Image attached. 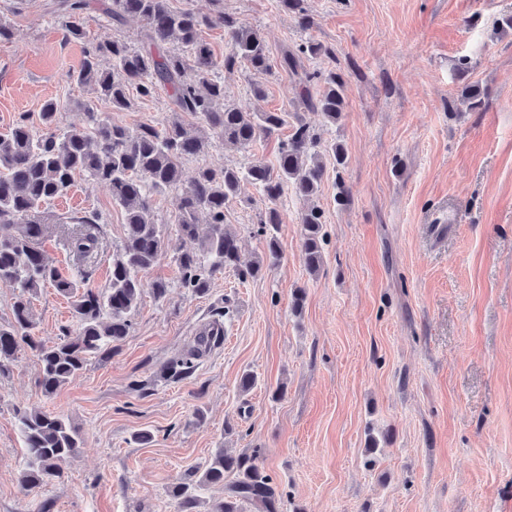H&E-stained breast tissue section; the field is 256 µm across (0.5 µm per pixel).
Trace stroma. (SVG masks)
Masks as SVG:
<instances>
[{"mask_svg":"<svg viewBox=\"0 0 512 512\" xmlns=\"http://www.w3.org/2000/svg\"><path fill=\"white\" fill-rule=\"evenodd\" d=\"M54 3L0 0V20L13 29L0 42V133L23 116L38 122L51 98L64 103V124L85 125L77 105L92 94L73 76L86 48L138 42L140 22L113 21L102 0L83 15L84 40L66 41ZM305 6L306 29L280 0H224L225 13L263 34L273 59L308 41L324 46L302 65L343 74L338 123L306 110L299 76L282 69L223 77L239 107L288 111L323 142L343 145L344 168L322 158L320 270L303 263L298 216L307 203L291 196L280 261L254 278L216 274L207 294H195L175 260L193 247L175 231L176 196H156L167 252L144 279L165 282L166 296L145 292L129 334L53 396L37 388L30 353L0 376V512H177L170 486L221 450L255 457L281 493L278 512H512V31L496 29L512 0ZM464 59L486 91L477 112L457 95ZM93 104L102 119L131 128L163 123L172 110L163 89L128 112ZM278 146V137H262L241 151L215 138L184 161V176L252 159L273 166ZM267 206L247 185L224 208L245 260L267 251L258 230ZM68 211L100 216L96 258L73 265L60 224H48L42 248L64 275L104 291L123 216L106 188L82 177L47 209ZM224 307L223 344L189 377L164 379V366ZM32 311L44 342L75 327L53 287L40 290ZM246 373L255 384L245 391ZM22 407L63 416L83 439L63 478L30 494L19 482ZM141 432L148 442L137 441ZM372 436L379 445L370 455Z\"/></svg>","mask_w":512,"mask_h":512,"instance_id":"35a3bbf8","label":"stroma"}]
</instances>
